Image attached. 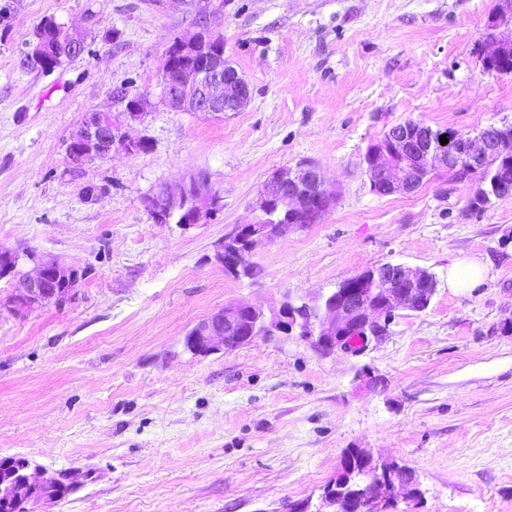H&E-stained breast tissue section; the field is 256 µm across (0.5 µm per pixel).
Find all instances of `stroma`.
<instances>
[{
    "mask_svg": "<svg viewBox=\"0 0 512 512\" xmlns=\"http://www.w3.org/2000/svg\"><path fill=\"white\" fill-rule=\"evenodd\" d=\"M198 3L0 0V248L86 272L75 300L26 315L0 279V459L77 476L36 512H288L317 500L349 448L416 473L424 496L402 512H512V197L472 212L478 175L440 168L380 196L363 165L397 123L512 124V73L481 62L512 19L490 27L499 0H213L224 57L251 88L217 118L160 99L165 52L194 33ZM48 20L86 33L88 52L24 65ZM124 93L150 99L140 120L126 121ZM92 111L149 150L117 146L72 173L67 143ZM303 161L332 209L258 242L257 278L225 274L216 245L254 219L275 170ZM198 170L219 208L188 230L155 223L144 197ZM462 260L482 277L449 288ZM388 262L429 271L436 292L361 352L183 347L224 305L311 303Z\"/></svg>",
    "mask_w": 512,
    "mask_h": 512,
    "instance_id": "obj_1",
    "label": "stroma"
}]
</instances>
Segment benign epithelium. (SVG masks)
Listing matches in <instances>:
<instances>
[{"label":"benign epithelium","instance_id":"7a95c632","mask_svg":"<svg viewBox=\"0 0 512 512\" xmlns=\"http://www.w3.org/2000/svg\"><path fill=\"white\" fill-rule=\"evenodd\" d=\"M219 40L212 32L208 15L197 18L196 33L178 44L180 54L193 57L205 50L206 40ZM512 60V38L492 36L482 46V63L486 72L498 73L491 62ZM251 96L250 85L243 75L219 55L175 89L162 87L161 100L175 111H195L222 114L237 112ZM101 114L85 115L79 131L70 139L68 158L79 159L78 166L103 160L112 154L114 144L128 152L135 151L137 140L122 132L106 137ZM442 134L420 122L408 121L390 127L385 135L370 146L365 159L370 185L376 194L388 196L411 191L436 167L457 174L477 173L483 176V191L494 195L498 182L493 165L512 152V135L502 126H488L475 135L452 133L448 143H440ZM198 192L196 177L188 174L177 191L164 188L149 195L152 219L163 223L169 215L186 209L189 197ZM335 203V196L326 192L320 168L310 162L294 167H282L263 186L256 202L262 214L277 213L281 220L297 228L316 224ZM281 232L276 224H237L216 249L215 261L224 271L243 276L256 244L272 240ZM19 253L0 250V278L16 279L8 307L17 314H27L49 305L61 306L72 301L79 283V269L55 257L27 251L24 256L34 264L33 273L17 270ZM436 290L432 274L401 263H385L369 268L340 283L338 291L317 305H297L285 300L278 309L267 314L263 309L245 302L224 306L200 320L183 339L184 349L195 356H208L220 350L243 347L263 338L274 340L298 336L317 351L328 354L348 349L350 335L358 329L366 333L364 341L388 331L393 310L402 307L416 312L431 303ZM365 465L360 469L359 491L341 505L330 488L321 496L316 512H394L404 499V490L413 497L422 495L419 482L407 476L404 467L396 463H381L365 451H360ZM19 479L0 478V497H24V512H35L34 505L47 497L30 495L34 487L49 486L59 473L33 476L29 459L20 458Z\"/></svg>","mask_w":512,"mask_h":512}]
</instances>
